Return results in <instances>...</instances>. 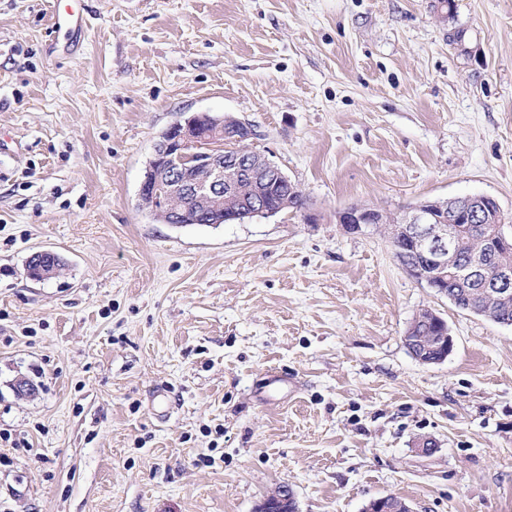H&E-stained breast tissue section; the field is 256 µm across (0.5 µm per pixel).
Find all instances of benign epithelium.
Listing matches in <instances>:
<instances>
[{
    "label": "benign epithelium",
    "mask_w": 512,
    "mask_h": 512,
    "mask_svg": "<svg viewBox=\"0 0 512 512\" xmlns=\"http://www.w3.org/2000/svg\"><path fill=\"white\" fill-rule=\"evenodd\" d=\"M236 134L233 143L246 142L254 136L248 124L230 116L196 113L173 123L162 142L155 146L149 161L151 173L140 185L141 206L158 217L177 210L182 224L197 223L198 209H224V196L233 195L247 183L252 197L247 207L224 213V223L243 221L245 217L269 216L282 209L264 203L263 192L275 186L294 184L282 170L260 153L228 147L227 137ZM233 150L237 161L225 159ZM191 199L195 208L183 205ZM488 196L471 194L449 199L425 200L405 210L396 227L397 240L411 242L424 260L420 281L439 294L441 281L450 276L481 279L500 300L512 297V264L502 256L512 253V235L484 206ZM339 223L359 230L368 224L385 223L380 211L367 207H350L338 215ZM467 224L484 225L482 246L466 267L457 264L456 242ZM294 502L292 490L281 485L268 495L260 512H290ZM364 512H412L396 495L369 501Z\"/></svg>",
    "instance_id": "obj_1"
}]
</instances>
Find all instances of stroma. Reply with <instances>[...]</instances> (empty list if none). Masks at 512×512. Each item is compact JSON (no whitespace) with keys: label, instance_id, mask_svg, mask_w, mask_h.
Listing matches in <instances>:
<instances>
[{"label":"stroma","instance_id":"obj_1","mask_svg":"<svg viewBox=\"0 0 512 512\" xmlns=\"http://www.w3.org/2000/svg\"><path fill=\"white\" fill-rule=\"evenodd\" d=\"M85 3L75 41L52 0H0V512H255L281 484L299 512H512V326L337 218L466 194L512 218V0ZM201 112L250 124L303 206L142 209ZM41 251L63 265L29 279ZM424 309L438 364L404 343ZM437 321V325H441V331L438 326L433 323H422L418 325L416 332L407 337L406 346L410 354L415 356H423L425 360L438 361L443 356L450 354L453 349V338L449 333L447 323L434 311L427 309ZM441 334V336H440ZM448 343V352L445 348V340ZM364 512H412V510L402 498L396 495H386L370 500L365 506Z\"/></svg>","mask_w":512,"mask_h":512}]
</instances>
